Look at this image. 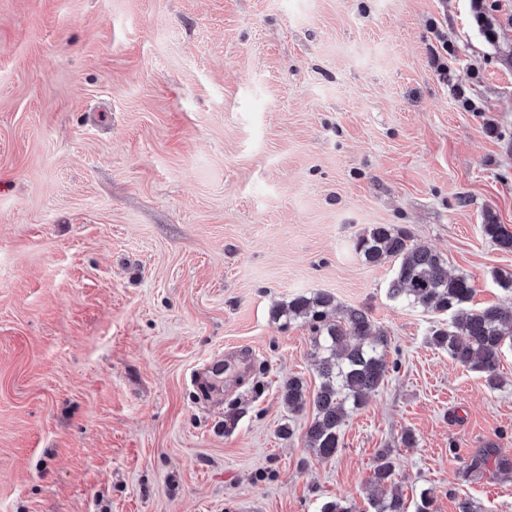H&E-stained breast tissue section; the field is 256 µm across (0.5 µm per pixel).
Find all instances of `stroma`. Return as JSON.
I'll return each instance as SVG.
<instances>
[{
  "label": "stroma",
  "mask_w": 512,
  "mask_h": 512,
  "mask_svg": "<svg viewBox=\"0 0 512 512\" xmlns=\"http://www.w3.org/2000/svg\"><path fill=\"white\" fill-rule=\"evenodd\" d=\"M498 19L491 45L470 0H0V512H366L384 452L407 500L512 512V473H466L512 456V349L490 389L354 252L395 224L474 278L469 308L505 301L480 226L512 228V0ZM318 291L397 363L329 459L281 398L320 382L313 333L272 317ZM431 29L440 44L437 48L434 47L431 50V65L440 79L448 86V79L450 80V77H448L450 71L448 67V54H450L448 50V35L445 36L443 32L438 29L437 23L433 24ZM495 457L493 460L495 469L504 472L512 471V460L509 458L498 457L493 448H486L482 453L472 456L470 463L467 465V469L472 472L481 473L483 470H487V465L492 461L491 457Z\"/></svg>",
  "instance_id": "stroma-1"
}]
</instances>
